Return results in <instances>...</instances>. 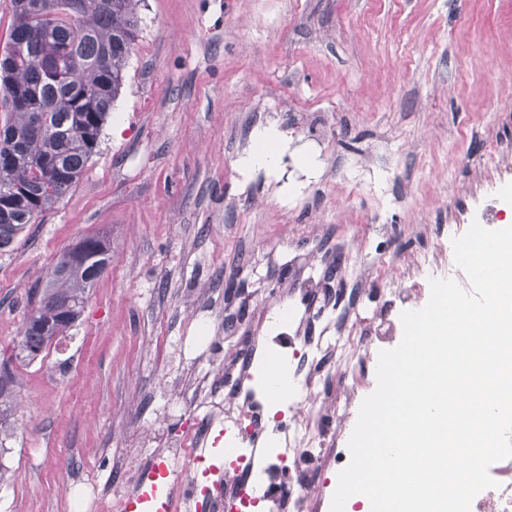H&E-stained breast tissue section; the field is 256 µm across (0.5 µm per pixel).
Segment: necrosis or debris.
Returning a JSON list of instances; mask_svg holds the SVG:
<instances>
[{"instance_id": "1", "label": "necrosis or debris", "mask_w": 512, "mask_h": 512, "mask_svg": "<svg viewBox=\"0 0 512 512\" xmlns=\"http://www.w3.org/2000/svg\"><path fill=\"white\" fill-rule=\"evenodd\" d=\"M476 185L466 210L449 226H437L430 244L400 258L383 279V302L361 315V284L343 292V306L315 304L323 282L308 278L305 289L286 294L295 313L263 338V349L279 358H298L284 397L285 412L266 411L265 399L247 368L222 366L224 445L230 458L224 470V505L229 512H328L335 489L329 479L348 463L346 446L362 400L376 388L379 350L402 338L400 315L426 297L427 276L443 275L466 283L454 261L452 240L472 222L488 229L503 219L499 186L512 179V149L489 141L474 165ZM204 434L168 445L170 459L182 461L178 477L189 486L176 499L177 512H197L195 471L202 462ZM493 488L480 492L471 512H512V458L492 464Z\"/></svg>"}]
</instances>
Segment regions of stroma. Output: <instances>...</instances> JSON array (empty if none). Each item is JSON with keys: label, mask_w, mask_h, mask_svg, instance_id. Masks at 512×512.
Masks as SVG:
<instances>
[{"label": "stroma", "mask_w": 512, "mask_h": 512, "mask_svg": "<svg viewBox=\"0 0 512 512\" xmlns=\"http://www.w3.org/2000/svg\"><path fill=\"white\" fill-rule=\"evenodd\" d=\"M125 85L73 190L0 254V363L18 376L0 512H101L162 448L224 411L310 253L378 268L461 206L489 140L512 144V0H140ZM280 132L275 170L241 159ZM105 233L79 320L29 364L23 321L60 254ZM212 328L214 350L198 340Z\"/></svg>", "instance_id": "1"}]
</instances>
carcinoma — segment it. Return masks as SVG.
Wrapping results in <instances>:
<instances>
[{
    "mask_svg": "<svg viewBox=\"0 0 512 512\" xmlns=\"http://www.w3.org/2000/svg\"><path fill=\"white\" fill-rule=\"evenodd\" d=\"M75 0H12L8 42L0 53V253L76 185L96 153L103 127L124 83L138 32L140 0H112L102 10L74 13ZM51 58L61 79L46 80L35 63ZM27 93L25 107L6 105L7 88ZM68 265L53 267L36 289L15 358L32 362L78 320L109 251L101 235L69 247ZM17 376L0 370V482L11 479L4 440L10 436Z\"/></svg>",
    "mask_w": 512,
    "mask_h": 512,
    "instance_id": "obj_1",
    "label": "carcinoma"
}]
</instances>
